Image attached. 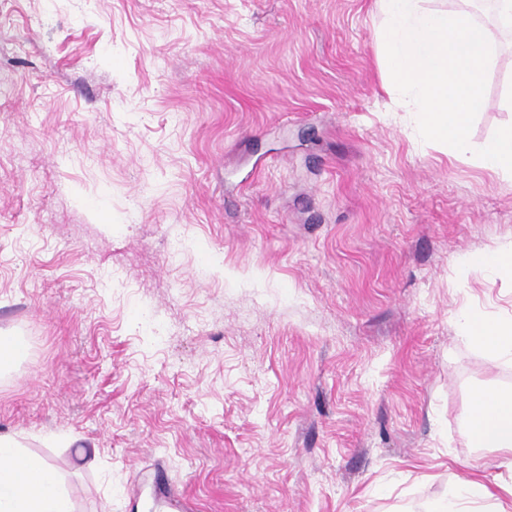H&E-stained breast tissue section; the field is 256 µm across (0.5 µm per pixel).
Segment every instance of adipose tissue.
Segmentation results:
<instances>
[{
    "mask_svg": "<svg viewBox=\"0 0 512 512\" xmlns=\"http://www.w3.org/2000/svg\"><path fill=\"white\" fill-rule=\"evenodd\" d=\"M461 335L490 356L512 363V319H491L465 308L458 315ZM471 447L496 453L512 470V391L492 384L471 392L461 418ZM512 485L492 490L471 478L447 498L432 503L428 512H506L503 499ZM0 512H73L60 486L57 469L40 456L23 450L17 436L0 434Z\"/></svg>",
    "mask_w": 512,
    "mask_h": 512,
    "instance_id": "obj_1",
    "label": "adipose tissue"
}]
</instances>
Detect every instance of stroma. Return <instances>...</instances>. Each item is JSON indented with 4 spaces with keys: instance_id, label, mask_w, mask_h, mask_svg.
Here are the masks:
<instances>
[{
    "instance_id": "stroma-1",
    "label": "stroma",
    "mask_w": 512,
    "mask_h": 512,
    "mask_svg": "<svg viewBox=\"0 0 512 512\" xmlns=\"http://www.w3.org/2000/svg\"><path fill=\"white\" fill-rule=\"evenodd\" d=\"M376 0H0V433L74 512L163 462L201 512H424L512 484L460 426L512 317L460 259L512 181L423 141ZM469 142L512 124V49ZM461 336L490 356L512 363V319H490L473 309L458 315ZM18 336H7L1 333L0 336V374L9 371L15 361L24 352L21 350L22 341Z\"/></svg>"
}]
</instances>
